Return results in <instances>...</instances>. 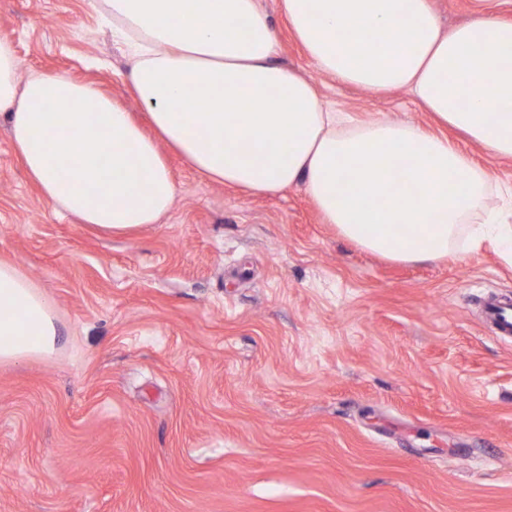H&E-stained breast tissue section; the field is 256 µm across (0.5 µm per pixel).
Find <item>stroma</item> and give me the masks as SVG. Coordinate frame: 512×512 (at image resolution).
<instances>
[{"label":"stroma","instance_id":"35a3bbf8","mask_svg":"<svg viewBox=\"0 0 512 512\" xmlns=\"http://www.w3.org/2000/svg\"><path fill=\"white\" fill-rule=\"evenodd\" d=\"M281 63L336 110L434 123L406 90L312 67L277 0ZM443 27L512 0H431ZM105 0H0L21 76L122 101ZM159 223L98 234L47 202L0 120V260L51 298L48 358L0 365V512H512V297L485 247L395 263L323 222L303 188L256 194L169 158ZM484 320L496 336L512 339V299H489L484 304Z\"/></svg>","mask_w":512,"mask_h":512}]
</instances>
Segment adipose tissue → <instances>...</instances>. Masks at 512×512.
Segmentation results:
<instances>
[{"mask_svg":"<svg viewBox=\"0 0 512 512\" xmlns=\"http://www.w3.org/2000/svg\"><path fill=\"white\" fill-rule=\"evenodd\" d=\"M112 35L134 59L141 126L91 84L19 75L0 34V115L44 199L105 233L157 223L176 185L166 150L210 180L277 194L302 187L325 223L394 262L484 245L512 261V225L488 202L512 198L448 137L397 120L356 122L276 59L260 0H107ZM311 64L379 94L410 89L435 121L512 157V21L486 12L445 31L430 0H278ZM246 23L245 36L231 25ZM50 299L0 261V364L54 353Z\"/></svg>","mask_w":512,"mask_h":512,"instance_id":"adipose-tissue-1","label":"adipose tissue"}]
</instances>
